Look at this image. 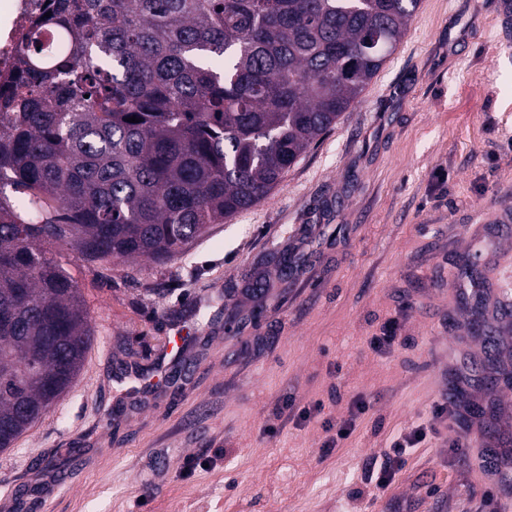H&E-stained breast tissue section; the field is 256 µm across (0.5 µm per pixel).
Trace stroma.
Here are the masks:
<instances>
[{"label": "stroma", "instance_id": "stroma-1", "mask_svg": "<svg viewBox=\"0 0 512 512\" xmlns=\"http://www.w3.org/2000/svg\"><path fill=\"white\" fill-rule=\"evenodd\" d=\"M508 40L506 0H420L359 103L267 199L164 264L69 258L94 341L75 385L0 450V512L511 505L512 468L469 408L512 397L464 383L487 351L455 279L475 262L493 305L512 284V223L496 221L512 202ZM390 318L401 341L375 352ZM452 388L465 406L434 421ZM350 417L324 449L325 421ZM415 428L377 491L366 469ZM424 437L423 429H416L408 434H401L392 441L390 446L392 456L389 457L388 464L376 474L375 487L377 489L385 490L392 483L396 472L404 465L407 449L416 447Z\"/></svg>", "mask_w": 512, "mask_h": 512}]
</instances>
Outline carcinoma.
<instances>
[{
    "mask_svg": "<svg viewBox=\"0 0 512 512\" xmlns=\"http://www.w3.org/2000/svg\"><path fill=\"white\" fill-rule=\"evenodd\" d=\"M418 6L49 0L38 23L64 28L69 50L44 67L22 42L0 85V450L73 385L92 341L59 248L163 263L266 199Z\"/></svg>",
    "mask_w": 512,
    "mask_h": 512,
    "instance_id": "obj_1",
    "label": "carcinoma"
}]
</instances>
